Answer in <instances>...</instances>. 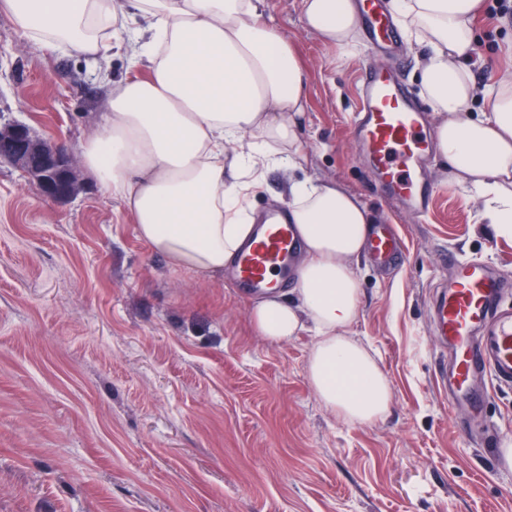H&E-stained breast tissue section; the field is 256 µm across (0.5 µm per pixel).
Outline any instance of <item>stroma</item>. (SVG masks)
Masks as SVG:
<instances>
[{
  "instance_id": "35a3bbf8",
  "label": "stroma",
  "mask_w": 512,
  "mask_h": 512,
  "mask_svg": "<svg viewBox=\"0 0 512 512\" xmlns=\"http://www.w3.org/2000/svg\"><path fill=\"white\" fill-rule=\"evenodd\" d=\"M266 15L307 73L309 159L292 175L339 183L401 242L399 270L361 258L344 330L388 379L387 413L349 424L326 409L308 379L313 331L257 336L247 297L223 275L170 268L86 168L80 192L56 204L2 164L0 512H512V388L489 384L473 436L459 435L431 322L441 249L512 274V239L437 157L428 214L400 209L353 152L366 41L343 60L299 0H267ZM476 36L477 86L512 75V20L478 21ZM126 75L124 58L97 68L39 48L0 14V125L78 152ZM292 175L270 170L251 209L279 206Z\"/></svg>"
}]
</instances>
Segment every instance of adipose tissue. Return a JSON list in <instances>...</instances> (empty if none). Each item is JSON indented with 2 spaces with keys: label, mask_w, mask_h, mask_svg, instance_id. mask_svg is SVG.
<instances>
[{
  "label": "adipose tissue",
  "mask_w": 512,
  "mask_h": 512,
  "mask_svg": "<svg viewBox=\"0 0 512 512\" xmlns=\"http://www.w3.org/2000/svg\"><path fill=\"white\" fill-rule=\"evenodd\" d=\"M136 8L147 29L130 26L124 0H0L38 47L94 61L123 50L131 67L147 70L113 86L101 132L80 145L82 163L172 268L220 273L255 236L250 192L271 167L297 170L307 160L297 134L305 70L262 0H137ZM300 8L324 42L355 47L352 0H300ZM389 9L423 48L418 75L439 155L481 201L484 222L512 236V78L481 90L466 66L481 0H390ZM479 101L485 111L476 117ZM287 195L303 243L293 295L254 299L251 326L273 344L314 328L308 374L317 397L348 422H374L389 408L391 386L342 330L358 314L355 263L377 218L333 182L292 179Z\"/></svg>",
  "instance_id": "obj_1"
}]
</instances>
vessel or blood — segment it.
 I'll return each instance as SVG.
<instances>
[{
  "mask_svg": "<svg viewBox=\"0 0 512 512\" xmlns=\"http://www.w3.org/2000/svg\"><path fill=\"white\" fill-rule=\"evenodd\" d=\"M362 23L373 49L396 45L397 33L381 0H369ZM361 102L352 131L356 155L369 162L389 196L414 213H425L434 187L423 171L430 153L424 113L406 94L396 71L376 62L363 69ZM300 247L296 227L286 221L284 210L268 212L254 240L234 256L231 286L244 296L287 286L294 276L289 262ZM369 249L383 264L399 255L396 238L383 225L372 229ZM446 264L452 276L437 301L433 329L453 357L441 382L452 406L478 410L488 395L480 386L483 376L512 388V313L500 307L503 293L512 288V276L452 252Z\"/></svg>",
  "mask_w": 512,
  "mask_h": 512,
  "instance_id": "vessel-or-blood-1",
  "label": "vessel or blood"
}]
</instances>
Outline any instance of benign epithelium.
I'll return each mask as SVG.
<instances>
[{"label":"benign epithelium","instance_id":"7a95c632","mask_svg":"<svg viewBox=\"0 0 512 512\" xmlns=\"http://www.w3.org/2000/svg\"><path fill=\"white\" fill-rule=\"evenodd\" d=\"M0 164L25 172L42 196L65 203L77 195L80 184L73 155L64 145L38 137L29 126H0Z\"/></svg>","mask_w":512,"mask_h":512}]
</instances>
